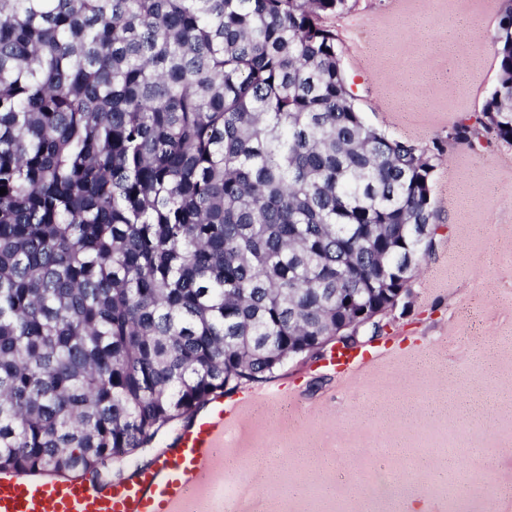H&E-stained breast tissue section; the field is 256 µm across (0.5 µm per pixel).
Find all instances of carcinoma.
<instances>
[{
  "instance_id": "1",
  "label": "carcinoma",
  "mask_w": 512,
  "mask_h": 512,
  "mask_svg": "<svg viewBox=\"0 0 512 512\" xmlns=\"http://www.w3.org/2000/svg\"><path fill=\"white\" fill-rule=\"evenodd\" d=\"M347 8L0 0V472L121 466L429 256L440 147L365 123ZM495 44L460 142L512 144V8Z\"/></svg>"
}]
</instances>
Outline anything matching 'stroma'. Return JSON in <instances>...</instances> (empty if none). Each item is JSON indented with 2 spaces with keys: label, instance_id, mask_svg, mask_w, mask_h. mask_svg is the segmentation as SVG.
Instances as JSON below:
<instances>
[{
  "label": "stroma",
  "instance_id": "35a3bbf8",
  "mask_svg": "<svg viewBox=\"0 0 512 512\" xmlns=\"http://www.w3.org/2000/svg\"><path fill=\"white\" fill-rule=\"evenodd\" d=\"M512 0H349L326 18L363 120L422 148L441 146L432 174L438 226L430 256L363 342V364L341 375L330 350L285 361L223 394L242 434L209 460L223 499L198 487L182 512H394L373 491L378 471L400 472L392 444L463 449L465 481L447 470L407 475L405 493L428 512H484L464 482L512 493V145L475 124L497 81L494 36ZM495 408L470 424L460 408L485 379ZM276 388L278 400H260ZM493 450L484 473L470 451ZM288 474L280 484L278 469Z\"/></svg>",
  "mask_w": 512,
  "mask_h": 512
}]
</instances>
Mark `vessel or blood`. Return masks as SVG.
I'll list each match as a JSON object with an SVG mask.
<instances>
[{"instance_id": "vessel-or-blood-1", "label": "vessel or blood", "mask_w": 512, "mask_h": 512, "mask_svg": "<svg viewBox=\"0 0 512 512\" xmlns=\"http://www.w3.org/2000/svg\"><path fill=\"white\" fill-rule=\"evenodd\" d=\"M236 424L223 405L177 431L172 446L151 466L114 483L83 477L33 479L0 473V512H178L204 463Z\"/></svg>"}]
</instances>
